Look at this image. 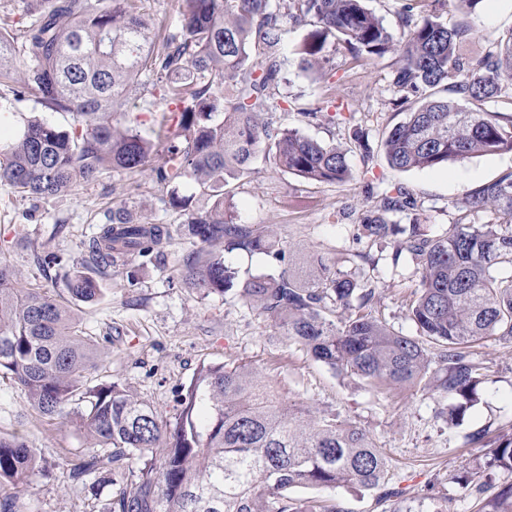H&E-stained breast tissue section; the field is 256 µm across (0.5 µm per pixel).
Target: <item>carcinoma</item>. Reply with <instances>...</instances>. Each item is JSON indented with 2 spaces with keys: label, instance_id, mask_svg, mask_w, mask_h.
<instances>
[{
  "label": "carcinoma",
  "instance_id": "obj_1",
  "mask_svg": "<svg viewBox=\"0 0 512 512\" xmlns=\"http://www.w3.org/2000/svg\"><path fill=\"white\" fill-rule=\"evenodd\" d=\"M45 2L22 43L0 28V77L36 93L46 110L73 114L76 124L62 131L28 121L0 152V184L51 199L108 169L149 172L168 189L169 206L187 213L181 235L195 249L183 259L184 287L205 297L235 288L315 360L377 391L421 385L444 404L448 423L462 422L483 379L466 348L489 337L512 340V172L469 191L455 203L460 217L437 236L391 220L415 207L400 184L387 186L359 217L364 237L393 244V260L407 251L417 261L408 308L416 337L373 315L374 292L352 273L334 264L315 271L286 264L276 225L225 218L224 191L264 144L275 148L282 169L306 182L352 178L345 150L258 121L278 76L286 19L311 26L293 48L305 70L320 65L330 43L354 62L398 54L392 85L405 117L385 133L382 148L388 166L403 172L512 152V114L472 109L512 97V32L467 60L460 46L469 28H450L434 14L409 27L418 0L403 6L398 36L364 0H289L286 15L272 0H185L180 28L156 54L138 0L110 7L103 0ZM19 54L32 65L15 66ZM144 79L177 106L150 135L113 109ZM443 90L453 97L439 96ZM160 149L164 161L156 165ZM187 179L212 200L208 210L190 208L179 193ZM478 210L494 219L473 223ZM170 239L168 225L142 224L129 208H112L88 242L89 261L71 275L67 301L46 288L19 287L17 273L0 265V374L45 416L68 415L72 403L85 407L80 416L97 449L71 464V479L119 473L137 459L136 479L106 512H344L334 500L290 493L384 487V452L364 430L332 410L314 413L291 402L250 364L201 365L169 418L117 382L87 385L101 351L79 329L74 307L102 295L88 262L109 267L131 255L151 263ZM235 251L270 258L272 272L240 277L226 259ZM37 466V449L0 435V485L27 481ZM498 472L512 473V436L492 445L461 483ZM478 512H512V483L481 499Z\"/></svg>",
  "mask_w": 512,
  "mask_h": 512
}]
</instances>
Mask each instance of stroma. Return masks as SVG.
Segmentation results:
<instances>
[{"instance_id": "obj_1", "label": "stroma", "mask_w": 512, "mask_h": 512, "mask_svg": "<svg viewBox=\"0 0 512 512\" xmlns=\"http://www.w3.org/2000/svg\"><path fill=\"white\" fill-rule=\"evenodd\" d=\"M440 19L471 27L473 38L463 51L473 54L512 30V0H480L470 13L451 5ZM325 55L324 67L304 71L288 52L281 54L273 106L263 118L346 148L353 180L304 182L280 168L274 151L265 147L250 171L230 180L224 209L238 224L276 225L294 259L329 260L355 273L374 290V314L394 331L414 336L418 330L408 305L419 280L417 266L410 254L394 257L390 246L360 237L356 211L377 204L383 183H399L416 206L394 213L393 221L403 226L417 222L430 235L442 234L457 217L454 202L512 171V153L477 156L438 169H390L381 147L383 132L403 118L393 104L392 57L356 64L331 46ZM15 89L13 81L0 79V147L34 118L62 130L73 126L71 114L47 111L34 95H19ZM170 109L161 87L148 85L118 106L117 117L139 121L146 133ZM328 112L340 113V120L326 121ZM357 132L368 141L370 153L354 142ZM166 198L148 175L109 170L75 192L49 200L0 185V265L15 269L22 286L49 289L60 300L68 299V278L112 207L126 205L139 221L167 224L174 232L160 259L146 265L133 256L118 259L101 278L100 299L79 305V325L101 349L96 368L88 373L92 383L121 382L169 414L181 384L200 365L252 364L289 400L315 412L336 411L383 449L394 495L336 490L346 512H432L435 499L446 501L448 512H476L475 492L458 478L473 471L483 453L470 441L473 432L487 430L492 441L512 433V342L490 339L473 347L486 380L463 423L448 424L438 416L431 392L417 386L377 392L334 372L271 328L236 290L201 297L184 288L179 269L189 245L179 228L185 217L166 205ZM13 434L41 455L26 484L0 486V499L13 498L16 512H102L139 467L133 459L127 474L92 475L84 484H72L69 468L91 451L89 433L78 418L42 415L10 378L1 376L0 435Z\"/></svg>"}]
</instances>
